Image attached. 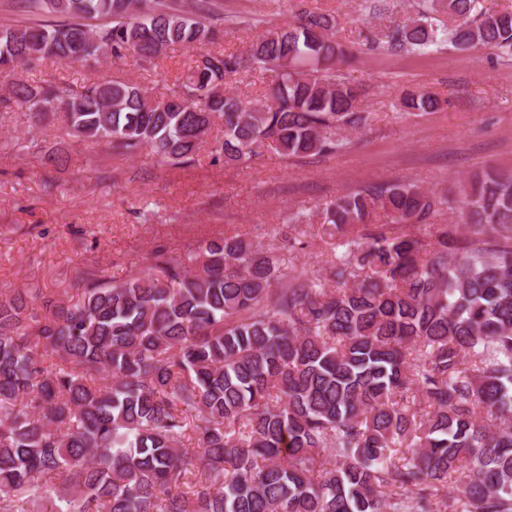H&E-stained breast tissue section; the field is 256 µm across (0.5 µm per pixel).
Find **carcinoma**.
Instances as JSON below:
<instances>
[{"label": "carcinoma", "instance_id": "cac0c4a2", "mask_svg": "<svg viewBox=\"0 0 512 512\" xmlns=\"http://www.w3.org/2000/svg\"><path fill=\"white\" fill-rule=\"evenodd\" d=\"M17 7L63 20L0 30L11 79L0 108L60 114L68 135L120 154L190 163L216 118L226 164L266 146L331 154L363 120L358 91L332 71L343 49L324 14L260 36L245 56L209 51L158 97L129 81L74 88L14 74L31 60L202 49L219 38L211 20L224 19L212 0L191 11L172 0ZM441 7L453 23L439 30L430 13ZM474 9L429 0L386 43L511 54L512 12ZM256 69L274 74L266 101L222 90ZM400 107L441 102L411 91ZM460 193L398 182L322 204L337 238L327 278L288 282L276 252L238 234L186 256L160 248L118 284L78 268L75 293L44 298L43 316L29 295L0 291V512H512V178L486 172ZM444 209L471 234L431 225ZM401 224L433 226L432 242L397 233ZM452 474L463 488L448 495Z\"/></svg>", "mask_w": 512, "mask_h": 512}]
</instances>
